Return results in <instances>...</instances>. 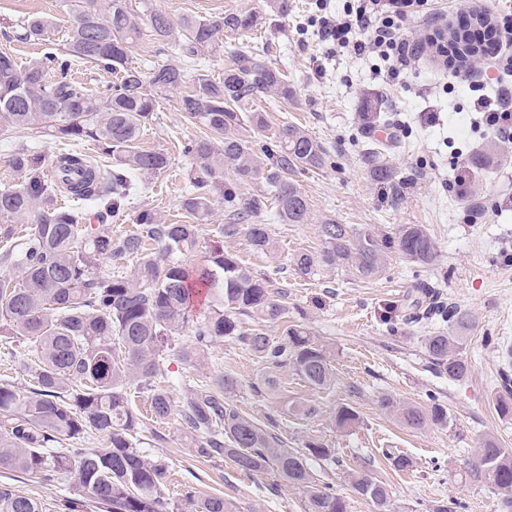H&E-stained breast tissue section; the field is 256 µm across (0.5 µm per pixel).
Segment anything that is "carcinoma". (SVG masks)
Returning a JSON list of instances; mask_svg holds the SVG:
<instances>
[{
  "mask_svg": "<svg viewBox=\"0 0 512 512\" xmlns=\"http://www.w3.org/2000/svg\"><path fill=\"white\" fill-rule=\"evenodd\" d=\"M75 12L64 43L21 66L0 51V131H36L62 142L91 141L108 165L73 151L54 161L50 170L31 165L27 149L10 157L21 182L0 188V216L28 224L24 235L14 224H0V262L18 275H0V334L22 337L30 356L20 370L34 385L21 393L10 380L0 382V470L64 474L105 512H170L165 493L167 467L139 449L140 417L128 390L150 391V410L158 419L171 415L170 393L155 385L162 376L164 356L175 355L196 367L204 361L207 343L231 336L249 352L276 367L292 366L308 384L321 388L334 379L330 355L310 331L285 327V342L274 344L264 323L288 321V308L273 298L267 282L233 254L222 250L208 256L207 265L188 263L196 251L198 227L207 224L217 203L224 204L232 223L216 232L231 238L245 230L250 249L269 254L272 241L256 218L271 203L284 224H306L310 204L288 181L296 166L324 163L322 145L296 125H284L275 136L276 149L258 155L239 136L248 121L263 127L260 112L249 105L270 93L288 97L285 75L270 65L265 53H236L224 77L214 80L200 71L193 88L180 99L179 110L192 124L212 135L193 138L184 152L193 160L192 190L181 200L192 224H164L157 213L135 205L139 192L132 175L166 169L170 157L161 150L139 146L143 128L157 112L156 92L178 88L184 68L155 64L142 71L128 66V53L148 31L153 41L177 50L183 61L199 67L224 50V29L256 26L251 14H217L177 21L161 11L141 15L130 0H63ZM18 38L51 42L53 22L29 16L18 24ZM462 58L476 60L481 50L461 31L450 34ZM90 64L118 76L107 92L96 94L70 80L74 64ZM234 180L224 184V169ZM263 176L266 193L243 197L237 186ZM123 212L137 230L122 236L93 232L87 221L100 223ZM323 248L313 257H295V270L308 275L318 264L345 262L371 277L382 271L387 250L430 265L437 259L435 241L420 224H404L392 239L380 241L367 230L354 231L327 218L321 225ZM137 258L130 272L102 269L105 261ZM204 286L211 296L208 314L194 326L196 343L175 346L176 338L193 320L190 297ZM255 324L242 328L241 317ZM426 319L437 328L424 337V349L435 369L450 381L468 377L463 357L470 319L452 306L426 307ZM381 407L412 428L448 426L446 408L432 401L427 408L381 399ZM186 438L204 458L231 459L245 473L272 465L283 480L303 490L308 512H347L332 488L320 486L310 462H334L335 449L312 440L300 449L284 441L255 419L239 413L206 390L186 396L181 409ZM358 421L356 412L341 406L336 427ZM93 433L99 448L69 444ZM476 473L502 495L505 512H512V452L493 436L483 439L475 461ZM355 492L369 499L378 512H392L390 485L363 464L350 473ZM0 512H51L49 502L0 484ZM180 512H236L222 496L184 495Z\"/></svg>",
  "mask_w": 512,
  "mask_h": 512,
  "instance_id": "cac0c4a2",
  "label": "carcinoma"
}]
</instances>
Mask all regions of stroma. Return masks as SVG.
<instances>
[{
  "mask_svg": "<svg viewBox=\"0 0 512 512\" xmlns=\"http://www.w3.org/2000/svg\"><path fill=\"white\" fill-rule=\"evenodd\" d=\"M137 10H160L172 19L208 17L217 13L253 14L260 23L250 30H225L224 50L207 62V72L220 78L239 49L263 51L270 63L288 77L289 98L265 96L255 109L265 126L244 127L248 145L257 151L275 146L284 124L303 128L325 150L320 167H298L288 177L307 196L311 218L305 224H284L274 208L258 218L276 244V258L254 253L245 235L221 238L215 225L224 223L223 207H215L210 223L199 228V246L191 257L200 265L213 246L223 245L257 277L266 279L272 292L283 295L288 322L308 329L332 354L335 380L330 387L306 383L292 367H275L255 357L230 337L208 344L204 363L192 369L176 358L164 364V385L174 404L186 394L214 389L217 377L229 374L238 386L224 400L241 414L264 425L291 448L316 440L334 448L332 463H313L319 484L329 485L345 500L347 512H377L357 495L349 473L359 462L392 488L395 512H437L456 500L464 512H503L502 496L474 478L471 461L485 436H495L501 447L512 449V417L499 415L496 398L502 392L503 353L512 346V210L496 213L502 187L512 182V158L489 162V148L497 139L483 128L464 121L473 109L469 83L480 81L479 65L455 63L435 48L413 64L405 83L389 86L373 73L370 60L327 54L315 36L301 38L300 30L314 14L315 0H288V11H270L268 0H131ZM481 14L494 26L512 15V0H455L453 10H440L415 26L419 37L438 39L458 28L462 17ZM31 15L54 17L58 34L71 25L60 0H0V48L9 50L19 64L42 57L47 45L17 40L18 24ZM456 74L454 83L444 78ZM195 70H187L181 88L162 93L152 124L140 137L142 148L168 154L170 165L155 175H138V204L154 210L166 224H184L188 217L180 201L190 189L192 166L184 145L202 135L179 110V99L189 91ZM378 104L373 129L362 119L366 101ZM438 108L439 126L427 128L418 113ZM25 146L42 165H50L62 147L48 136L9 132L0 135V187L19 183L9 157ZM462 149L468 167L462 176L466 193H459L450 169L451 147ZM378 148L393 171L387 182L377 181L367 158ZM332 218L355 229L370 230L377 238L393 235L403 224H422L436 242L434 264L419 265L391 252L381 273L360 275L351 265H319L309 275L293 266L297 254L318 255L321 224ZM432 287L439 300L469 314L465 357L470 375L451 381L439 375L422 348L426 331L413 324L391 331L411 313L420 288ZM287 322V323H288ZM427 406L438 398L448 410L449 425L412 429L382 409L381 396ZM129 396L142 414L139 428L145 454L167 465L166 494L181 505L185 492L204 498L221 495L237 512H305L304 493L281 480L274 468L246 474L227 458L197 456L184 437L179 414L158 422L147 415L148 391L134 389ZM314 408L312 416L293 412L294 404ZM352 407L357 426L338 430L334 416L339 406ZM396 448L413 462L406 471L394 470L384 451ZM0 483L19 486L30 496L52 502L65 512L70 501L83 499L63 475L1 473Z\"/></svg>",
  "mask_w": 512,
  "mask_h": 512,
  "instance_id": "stroma-1",
  "label": "stroma"
}]
</instances>
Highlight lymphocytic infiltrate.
Segmentation results:
<instances>
[{
  "label": "lymphocytic infiltrate",
  "instance_id": "lymphocytic-infiltrate-1",
  "mask_svg": "<svg viewBox=\"0 0 512 512\" xmlns=\"http://www.w3.org/2000/svg\"><path fill=\"white\" fill-rule=\"evenodd\" d=\"M436 6L435 0H347L341 13L331 12L327 0H317L314 20L328 53L343 52L356 58L371 57L385 83L401 82L419 54L412 42L411 25ZM475 122L499 141L512 143V82L498 84L473 102Z\"/></svg>",
  "mask_w": 512,
  "mask_h": 512
}]
</instances>
